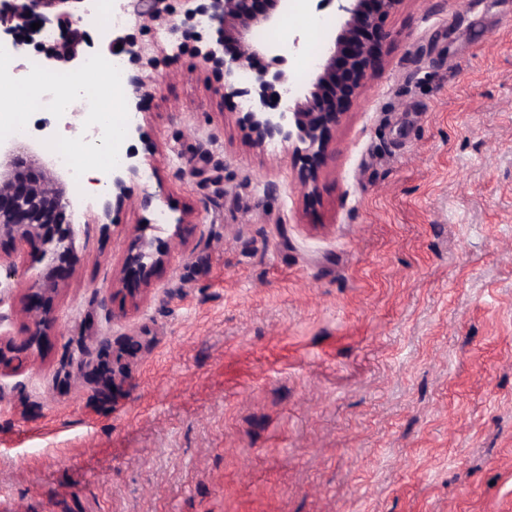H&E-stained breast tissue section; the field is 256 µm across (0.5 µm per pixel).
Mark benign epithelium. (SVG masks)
Instances as JSON below:
<instances>
[{
  "label": "benign epithelium",
  "mask_w": 512,
  "mask_h": 512,
  "mask_svg": "<svg viewBox=\"0 0 512 512\" xmlns=\"http://www.w3.org/2000/svg\"><path fill=\"white\" fill-rule=\"evenodd\" d=\"M96 0H5L0 4V43L27 46L63 67L83 64L89 56L120 57L138 70L128 80V110L142 113L156 69L155 44L138 41L128 26L108 27L93 35L82 27L83 16L71 4ZM113 0L112 10L144 23L167 26L171 35L191 43V55L221 73L224 89L248 102L239 122L251 144L264 149L279 143L299 162L297 183L303 197L315 196L328 148L338 127L361 98L369 75L380 65L382 22L403 0H303V6L320 13L338 4L345 13L340 30L329 38V48L314 68L308 86L295 85L284 69L300 48V37L288 42L261 43L254 39L259 26L275 27L293 6V0ZM38 23L36 30L31 24ZM53 29L58 38L42 40ZM122 48H117V45ZM151 170L159 177L156 153H139L131 147L122 164L112 167L87 203L83 217L100 223L130 201L127 183ZM69 177L47 165L12 140L0 146V249L25 244L38 251L46 269L33 282L31 307L36 319L23 343L9 349L27 357L39 354L55 318L52 303L72 266L73 241L80 228L73 220L74 204L68 192ZM195 222L187 212L168 224H134L116 283L132 303L144 296L157 272L164 267L172 246L187 243Z\"/></svg>",
  "instance_id": "obj_1"
}]
</instances>
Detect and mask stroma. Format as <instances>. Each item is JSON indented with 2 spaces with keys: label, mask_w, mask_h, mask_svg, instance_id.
Here are the masks:
<instances>
[{
  "label": "stroma",
  "mask_w": 512,
  "mask_h": 512,
  "mask_svg": "<svg viewBox=\"0 0 512 512\" xmlns=\"http://www.w3.org/2000/svg\"><path fill=\"white\" fill-rule=\"evenodd\" d=\"M315 32L298 13L295 83ZM314 198L242 99L155 27L137 149L159 177L83 225L38 358L0 369V512H512V0H405ZM197 227L144 301L112 293L134 202ZM0 283L32 326L43 263Z\"/></svg>",
  "instance_id": "35a3bbf8"
}]
</instances>
